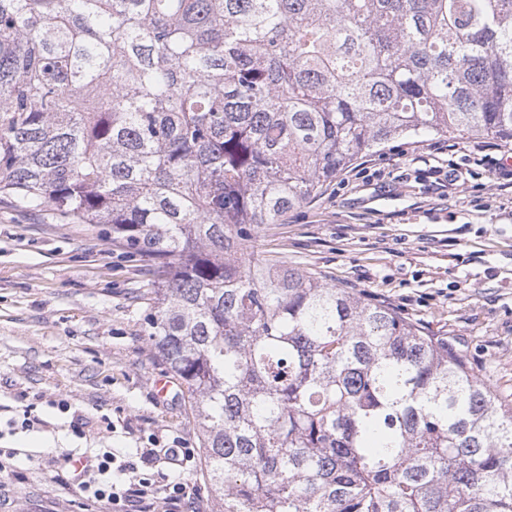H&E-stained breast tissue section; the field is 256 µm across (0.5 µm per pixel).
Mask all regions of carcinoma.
I'll use <instances>...</instances> for the list:
<instances>
[{"instance_id":"1","label":"carcinoma","mask_w":512,"mask_h":512,"mask_svg":"<svg viewBox=\"0 0 512 512\" xmlns=\"http://www.w3.org/2000/svg\"><path fill=\"white\" fill-rule=\"evenodd\" d=\"M512 141V0H0V196L148 263L218 512H512V405L245 244L420 134Z\"/></svg>"}]
</instances>
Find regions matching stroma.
<instances>
[{
	"label": "stroma",
	"instance_id": "obj_1",
	"mask_svg": "<svg viewBox=\"0 0 512 512\" xmlns=\"http://www.w3.org/2000/svg\"><path fill=\"white\" fill-rule=\"evenodd\" d=\"M421 135L358 159L250 252L352 294L367 293L430 336L447 337L512 404V142ZM148 266L105 231L0 200V512H113L84 493L66 458L116 464L137 449H199L180 392L145 332ZM187 487L192 512H216L199 464L158 466Z\"/></svg>",
	"mask_w": 512,
	"mask_h": 512
}]
</instances>
